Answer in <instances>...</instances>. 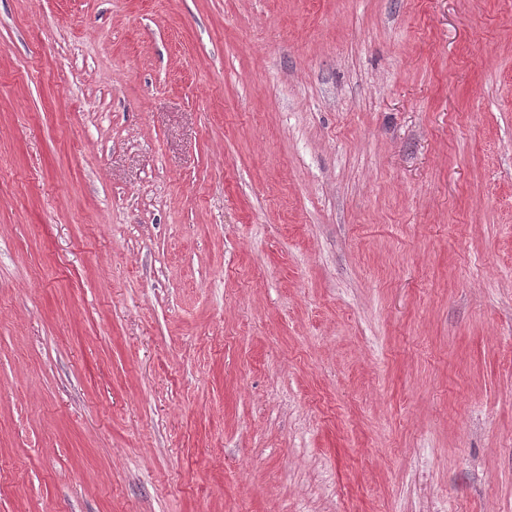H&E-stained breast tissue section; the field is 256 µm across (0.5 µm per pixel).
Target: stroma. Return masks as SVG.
Instances as JSON below:
<instances>
[{
	"label": "stroma",
	"mask_w": 512,
	"mask_h": 512,
	"mask_svg": "<svg viewBox=\"0 0 512 512\" xmlns=\"http://www.w3.org/2000/svg\"><path fill=\"white\" fill-rule=\"evenodd\" d=\"M0 512H512V0H0Z\"/></svg>",
	"instance_id": "1"
}]
</instances>
